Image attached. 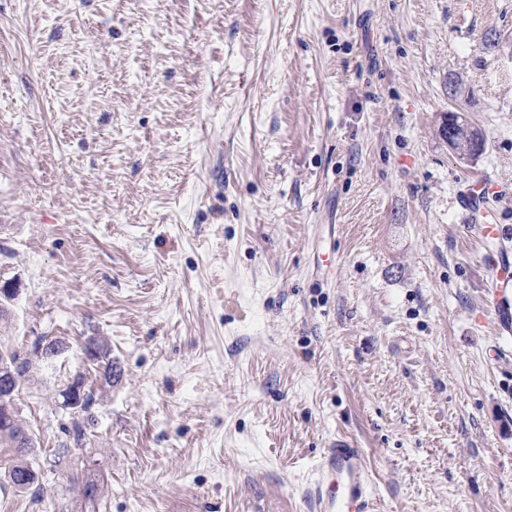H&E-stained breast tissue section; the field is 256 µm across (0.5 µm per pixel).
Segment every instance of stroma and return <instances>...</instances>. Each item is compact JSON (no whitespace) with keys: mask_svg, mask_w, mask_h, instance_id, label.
I'll use <instances>...</instances> for the list:
<instances>
[{"mask_svg":"<svg viewBox=\"0 0 512 512\" xmlns=\"http://www.w3.org/2000/svg\"><path fill=\"white\" fill-rule=\"evenodd\" d=\"M485 211L512 230V0H0V347L67 344L17 398L47 453L108 344L99 512H309L341 434L379 512H512ZM75 474L0 512H68ZM98 353L97 346L93 343H91L89 349L86 352V357L92 358L96 356ZM90 361H93L92 363L95 365L97 364L96 370L99 372L100 378H101V384L99 387V396L103 397L104 393H107L112 388V383L110 382V379L112 377V373H114L116 370H118L119 374H116L117 377L120 376V369H118L117 363L112 360V357H110L109 350L106 351L98 356L95 357V359H89ZM117 372V371H116Z\"/></svg>","mask_w":512,"mask_h":512,"instance_id":"35a3bbf8","label":"stroma"}]
</instances>
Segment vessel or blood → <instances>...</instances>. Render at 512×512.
I'll return each mask as SVG.
<instances>
[{
    "label": "vessel or blood",
    "instance_id": "1",
    "mask_svg": "<svg viewBox=\"0 0 512 512\" xmlns=\"http://www.w3.org/2000/svg\"><path fill=\"white\" fill-rule=\"evenodd\" d=\"M487 307L501 331L511 332L512 279H492ZM307 498L314 512H374L376 496L362 449L336 438L317 463Z\"/></svg>",
    "mask_w": 512,
    "mask_h": 512
}]
</instances>
